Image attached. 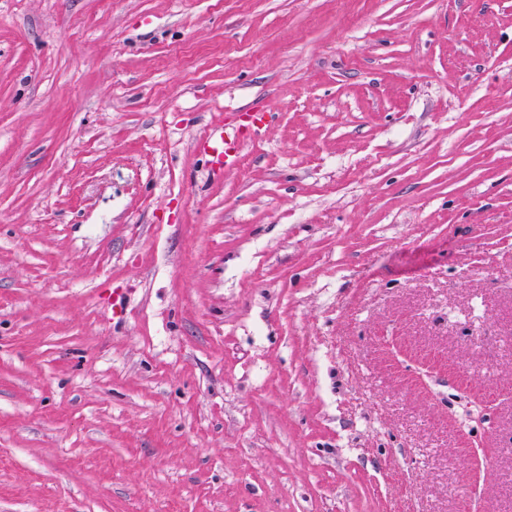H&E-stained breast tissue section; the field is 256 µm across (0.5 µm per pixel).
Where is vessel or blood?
Returning <instances> with one entry per match:
<instances>
[{
  "mask_svg": "<svg viewBox=\"0 0 512 512\" xmlns=\"http://www.w3.org/2000/svg\"><path fill=\"white\" fill-rule=\"evenodd\" d=\"M269 112H244L234 122L210 127L195 143L211 172H224L235 167L250 143L259 138L272 122Z\"/></svg>",
  "mask_w": 512,
  "mask_h": 512,
  "instance_id": "obj_1",
  "label": "vessel or blood"
}]
</instances>
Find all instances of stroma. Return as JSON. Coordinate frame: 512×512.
I'll use <instances>...</instances> for the list:
<instances>
[{"mask_svg": "<svg viewBox=\"0 0 512 512\" xmlns=\"http://www.w3.org/2000/svg\"><path fill=\"white\" fill-rule=\"evenodd\" d=\"M0 512H512V0H0ZM270 112H242L236 122L210 127L195 143L211 172L224 173L235 167L250 143L272 122Z\"/></svg>", "mask_w": 512, "mask_h": 512, "instance_id": "35a3bbf8", "label": "stroma"}]
</instances>
